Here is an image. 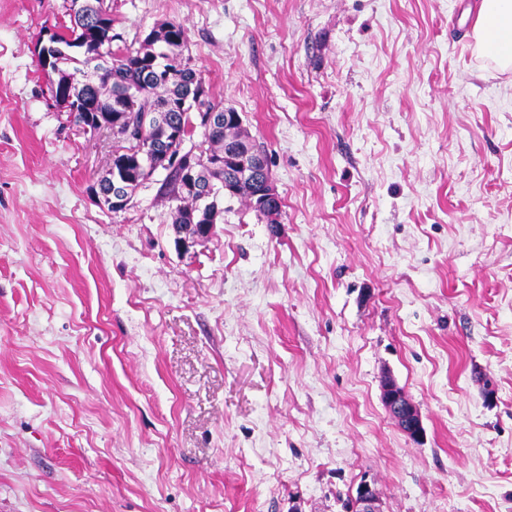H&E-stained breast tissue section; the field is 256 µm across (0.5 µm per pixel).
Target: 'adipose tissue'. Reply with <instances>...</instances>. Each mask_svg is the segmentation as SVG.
<instances>
[{"label":"adipose tissue","instance_id":"ef3b65f1","mask_svg":"<svg viewBox=\"0 0 512 512\" xmlns=\"http://www.w3.org/2000/svg\"><path fill=\"white\" fill-rule=\"evenodd\" d=\"M473 31L478 49L500 70H511L512 0H481Z\"/></svg>","mask_w":512,"mask_h":512}]
</instances>
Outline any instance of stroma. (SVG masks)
<instances>
[{
  "label": "stroma",
  "instance_id": "35a3bbf8",
  "mask_svg": "<svg viewBox=\"0 0 512 512\" xmlns=\"http://www.w3.org/2000/svg\"><path fill=\"white\" fill-rule=\"evenodd\" d=\"M479 0H104L164 21L282 203L182 250L156 173L36 46L70 0H0V512H512V70ZM420 409L417 443L380 381ZM351 512H379L378 493L368 481H362L352 497Z\"/></svg>",
  "mask_w": 512,
  "mask_h": 512
}]
</instances>
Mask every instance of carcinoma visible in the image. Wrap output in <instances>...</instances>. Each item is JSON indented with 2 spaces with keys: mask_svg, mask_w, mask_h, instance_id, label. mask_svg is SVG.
<instances>
[{
  "mask_svg": "<svg viewBox=\"0 0 512 512\" xmlns=\"http://www.w3.org/2000/svg\"><path fill=\"white\" fill-rule=\"evenodd\" d=\"M118 40L120 34L112 32V15L107 10L100 7L87 13L84 8L76 7V0H71L70 25L62 26L55 33V43L62 51L51 56L50 69L58 73L57 87L71 98L67 108L76 124L88 125L97 118L112 125V139L118 143L112 161L119 168L127 167L131 173L124 189L130 200L142 186L144 173L130 155L136 142L124 137L127 128L153 137L154 129L144 125V118L155 112H167L172 121L183 127L185 137L191 138L195 131L191 101L205 92V88L197 70L182 62L181 48L186 42L182 23L159 24L137 49L125 44L113 46ZM72 51L82 52L81 67L71 71L61 68L62 63L72 59ZM99 51L112 56V64L95 73L91 71L90 60ZM219 111L226 113L227 119L223 126L204 132L205 148L198 153L188 151L192 165L207 170L210 191L218 199L236 198L255 213L258 221L269 224L268 214L252 205L246 188L230 192L224 185V180L230 178L224 170L228 165L224 152L249 138V134L242 128L241 117L234 108L221 106ZM186 181L185 174L168 173L160 194L169 203L172 223L199 224L208 211L200 208V192L184 190Z\"/></svg>",
  "mask_w": 512,
  "mask_h": 512,
  "instance_id": "obj_1",
  "label": "carcinoma"
}]
</instances>
